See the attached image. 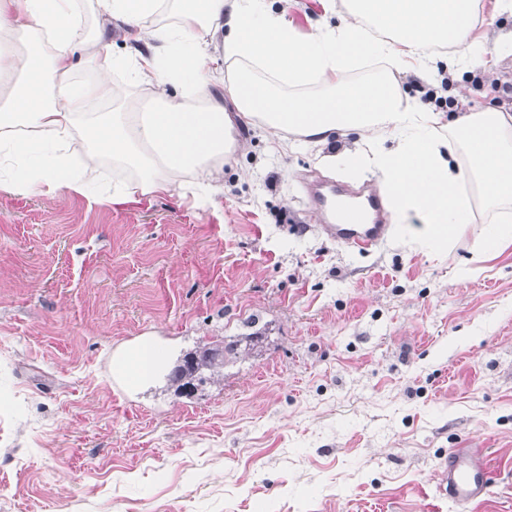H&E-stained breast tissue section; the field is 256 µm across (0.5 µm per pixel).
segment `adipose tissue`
Masks as SVG:
<instances>
[{"label":"adipose tissue","mask_w":512,"mask_h":512,"mask_svg":"<svg viewBox=\"0 0 512 512\" xmlns=\"http://www.w3.org/2000/svg\"><path fill=\"white\" fill-rule=\"evenodd\" d=\"M347 4L350 21L302 38L270 0H0V191L109 207L188 189L205 206L242 148L239 116L282 150L293 136H358L329 161L378 175L404 245L439 251L469 236L472 261L497 256L512 246V113L440 125L396 74L429 79L437 47L449 70H470L512 50V36H474L479 0ZM114 21L128 29L121 53ZM371 58L380 75L345 81ZM106 159L123 174L109 188L98 184ZM478 205L497 218L476 231Z\"/></svg>","instance_id":"ef3b65f1"}]
</instances>
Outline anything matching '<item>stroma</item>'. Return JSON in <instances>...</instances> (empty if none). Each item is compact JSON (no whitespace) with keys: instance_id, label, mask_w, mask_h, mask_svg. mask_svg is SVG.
<instances>
[{"instance_id":"35a3bbf8","label":"stroma","mask_w":512,"mask_h":512,"mask_svg":"<svg viewBox=\"0 0 512 512\" xmlns=\"http://www.w3.org/2000/svg\"><path fill=\"white\" fill-rule=\"evenodd\" d=\"M285 0L300 36L343 0ZM465 110L512 113V57L453 74ZM202 208L178 190L107 208L0 191V512H457L452 448H483L512 512V247L460 277L438 255L328 238L307 192L372 174L282 153L248 125ZM237 342L193 394L184 354ZM147 344L145 385L115 359Z\"/></svg>"}]
</instances>
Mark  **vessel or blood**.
Wrapping results in <instances>:
<instances>
[{"label": "vessel or blood", "mask_w": 512, "mask_h": 512, "mask_svg": "<svg viewBox=\"0 0 512 512\" xmlns=\"http://www.w3.org/2000/svg\"><path fill=\"white\" fill-rule=\"evenodd\" d=\"M354 198L355 205L343 209L322 195L316 204L328 236L353 250L368 252L381 243L389 230L388 204L375 192H358ZM491 479L486 449L453 448L448 452L439 488L459 512H466L488 494Z\"/></svg>", "instance_id": "vessel-or-blood-1"}]
</instances>
